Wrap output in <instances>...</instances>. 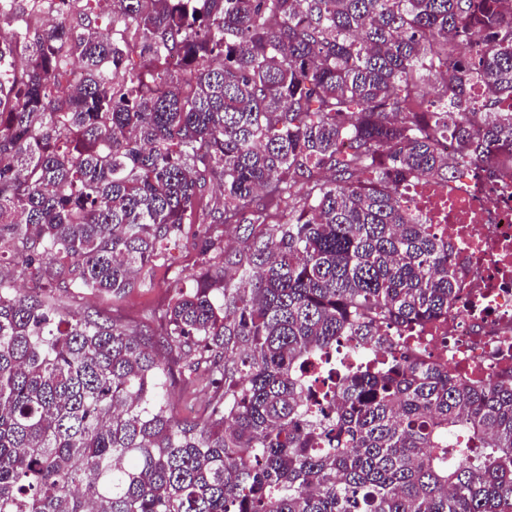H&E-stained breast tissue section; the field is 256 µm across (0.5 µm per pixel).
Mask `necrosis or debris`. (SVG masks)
Segmentation results:
<instances>
[{"instance_id":"necrosis-or-debris-1","label":"necrosis or debris","mask_w":512,"mask_h":512,"mask_svg":"<svg viewBox=\"0 0 512 512\" xmlns=\"http://www.w3.org/2000/svg\"><path fill=\"white\" fill-rule=\"evenodd\" d=\"M404 202L447 240L459 280L454 310L423 325L420 351L462 379L494 377L512 365V162L498 160L492 182L409 184Z\"/></svg>"}]
</instances>
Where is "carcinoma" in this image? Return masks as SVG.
Here are the masks:
<instances>
[{"label":"carcinoma","instance_id":"cac0c4a2","mask_svg":"<svg viewBox=\"0 0 512 512\" xmlns=\"http://www.w3.org/2000/svg\"><path fill=\"white\" fill-rule=\"evenodd\" d=\"M56 2L0 38V512H512V375L418 356L457 281L402 194L512 159V0ZM199 213L151 333L57 306ZM342 339L386 359L312 373ZM167 399L178 418L192 421L200 415L201 409L208 402L209 394L197 393L191 396L184 394L179 386H172L168 389Z\"/></svg>","mask_w":512,"mask_h":512}]
</instances>
